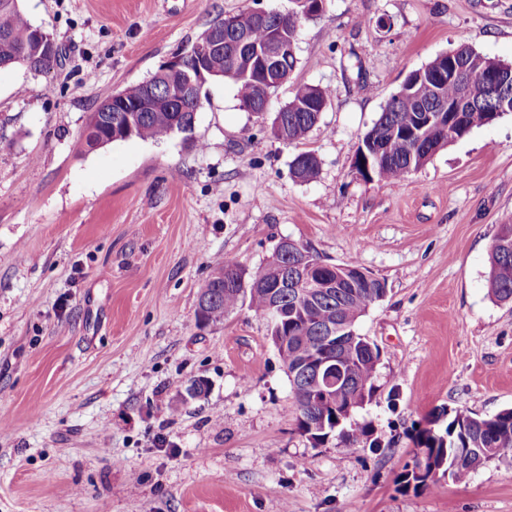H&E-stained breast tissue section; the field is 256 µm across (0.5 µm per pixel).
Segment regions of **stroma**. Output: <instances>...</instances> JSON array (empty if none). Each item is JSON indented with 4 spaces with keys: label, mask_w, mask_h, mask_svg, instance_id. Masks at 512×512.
Listing matches in <instances>:
<instances>
[{
    "label": "stroma",
    "mask_w": 512,
    "mask_h": 512,
    "mask_svg": "<svg viewBox=\"0 0 512 512\" xmlns=\"http://www.w3.org/2000/svg\"><path fill=\"white\" fill-rule=\"evenodd\" d=\"M69 58L0 71V512H512V464L421 494L395 477L436 408L512 407V304L488 295L512 224V116L404 180L359 176L363 135L412 70L466 44L512 64V0H327L267 115L230 81L192 133L91 150L88 115L154 75L210 21L290 0H21ZM386 17L391 27L380 28ZM94 80H87V72ZM330 88L300 141L271 131L296 87ZM320 160L297 181L294 157ZM283 238L384 281L357 329L380 351L356 419L378 451L298 427L267 318L196 319L215 260L255 272ZM207 383L190 398L193 381Z\"/></svg>",
    "instance_id": "obj_1"
}]
</instances>
